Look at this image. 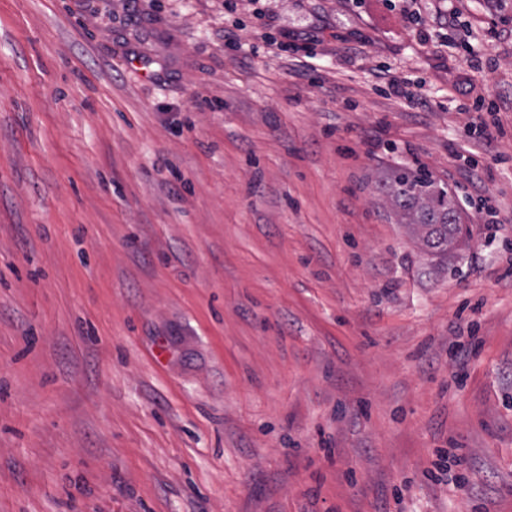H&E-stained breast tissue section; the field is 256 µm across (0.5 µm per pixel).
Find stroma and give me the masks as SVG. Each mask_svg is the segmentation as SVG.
Instances as JSON below:
<instances>
[{
    "mask_svg": "<svg viewBox=\"0 0 512 512\" xmlns=\"http://www.w3.org/2000/svg\"><path fill=\"white\" fill-rule=\"evenodd\" d=\"M418 8L0 0V512H512V0ZM387 201L400 224H406L429 255L448 258L466 236L460 214L448 190L425 170L398 168L383 184Z\"/></svg>",
    "mask_w": 512,
    "mask_h": 512,
    "instance_id": "35a3bbf8",
    "label": "stroma"
}]
</instances>
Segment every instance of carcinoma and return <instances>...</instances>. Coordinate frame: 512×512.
<instances>
[{
	"mask_svg": "<svg viewBox=\"0 0 512 512\" xmlns=\"http://www.w3.org/2000/svg\"><path fill=\"white\" fill-rule=\"evenodd\" d=\"M383 189L400 223L407 225L429 255L446 258L466 236L448 190L424 170L398 168Z\"/></svg>",
	"mask_w": 512,
	"mask_h": 512,
	"instance_id": "cac0c4a2",
	"label": "carcinoma"
}]
</instances>
